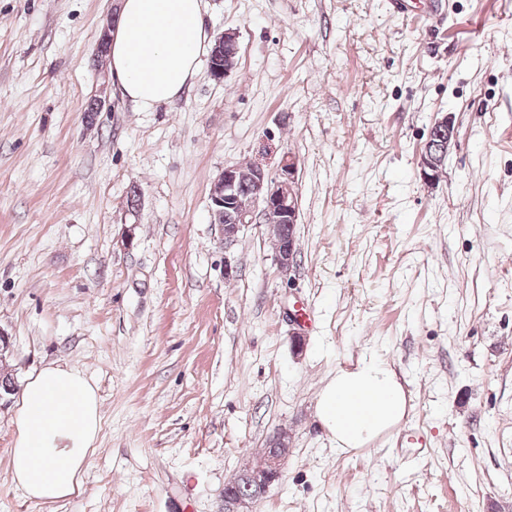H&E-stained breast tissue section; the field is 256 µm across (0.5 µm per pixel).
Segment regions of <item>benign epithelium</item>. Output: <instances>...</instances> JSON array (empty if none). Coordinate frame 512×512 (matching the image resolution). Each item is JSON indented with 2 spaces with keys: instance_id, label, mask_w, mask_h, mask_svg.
<instances>
[{
  "instance_id": "obj_1",
  "label": "benign epithelium",
  "mask_w": 512,
  "mask_h": 512,
  "mask_svg": "<svg viewBox=\"0 0 512 512\" xmlns=\"http://www.w3.org/2000/svg\"><path fill=\"white\" fill-rule=\"evenodd\" d=\"M433 127L447 133L448 139L430 137L424 145L421 170L430 184L436 183L443 174L448 149L454 138V126L448 115L435 120ZM295 174V162L289 157L281 160L274 173L255 163L246 175L236 164L224 167L214 181L210 197L212 214L224 210L234 215L232 223L220 225L224 247L234 245L245 226L256 224L266 217L274 215L283 224L296 223ZM245 183L250 187V201L242 206L239 202L240 187ZM276 261L280 272L286 274L291 270L296 261L293 241L281 243ZM288 452V440L283 436L274 438L260 464L243 470L225 486L222 512H248V505L263 497L280 480L282 460Z\"/></svg>"
}]
</instances>
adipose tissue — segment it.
I'll use <instances>...</instances> for the list:
<instances>
[{"label": "adipose tissue", "instance_id": "obj_1", "mask_svg": "<svg viewBox=\"0 0 512 512\" xmlns=\"http://www.w3.org/2000/svg\"><path fill=\"white\" fill-rule=\"evenodd\" d=\"M206 0H118L108 58L112 83L137 110L173 101L195 78L210 45ZM405 397L375 356L338 371L321 390L318 416L337 450L358 448L399 424ZM100 401L77 368L55 363L30 373L17 402L9 468L32 503L72 497L95 451Z\"/></svg>", "mask_w": 512, "mask_h": 512}]
</instances>
